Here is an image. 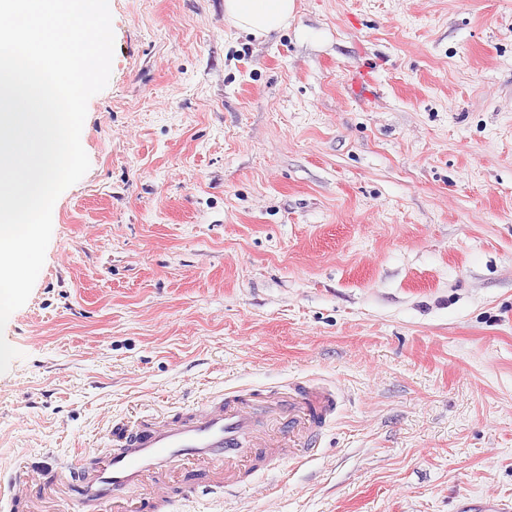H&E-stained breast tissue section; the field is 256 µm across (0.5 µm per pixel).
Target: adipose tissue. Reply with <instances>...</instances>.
I'll return each mask as SVG.
<instances>
[{
	"label": "adipose tissue",
	"instance_id": "1",
	"mask_svg": "<svg viewBox=\"0 0 512 512\" xmlns=\"http://www.w3.org/2000/svg\"><path fill=\"white\" fill-rule=\"evenodd\" d=\"M296 0H224V18L233 27L261 38L290 25Z\"/></svg>",
	"mask_w": 512,
	"mask_h": 512
}]
</instances>
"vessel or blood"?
<instances>
[{"mask_svg": "<svg viewBox=\"0 0 512 512\" xmlns=\"http://www.w3.org/2000/svg\"><path fill=\"white\" fill-rule=\"evenodd\" d=\"M335 391L326 385L300 387L288 401V430L269 452L270 444L256 435L258 412L272 408L261 390L235 388L201 399L188 408L164 417L146 416L132 426L117 422L109 430L111 449L94 462L74 457L59 473L53 457H44L40 474L59 480L64 499L73 512H176L180 501L202 499V485H189L176 492L129 502L132 489L161 484L177 468L216 471L223 486L250 487L257 471L279 464L301 462L312 456L320 436L338 409ZM33 479L23 470H13L5 493L0 494V512H14L29 500Z\"/></svg>", "mask_w": 512, "mask_h": 512, "instance_id": "b4317fda", "label": "vessel or blood"}]
</instances>
